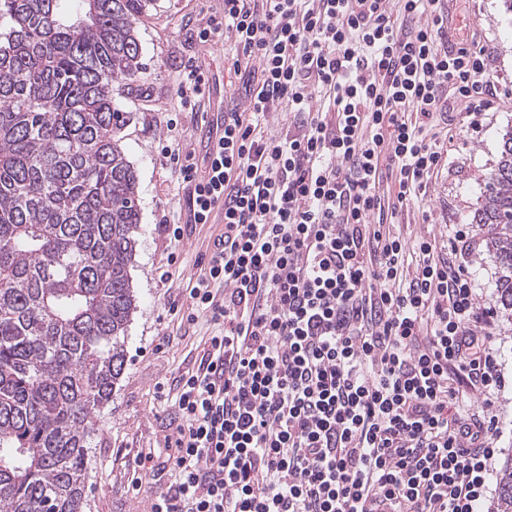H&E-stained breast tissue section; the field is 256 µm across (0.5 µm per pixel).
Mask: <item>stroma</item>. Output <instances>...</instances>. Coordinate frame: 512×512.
Segmentation results:
<instances>
[{"label":"stroma","instance_id":"stroma-1","mask_svg":"<svg viewBox=\"0 0 512 512\" xmlns=\"http://www.w3.org/2000/svg\"><path fill=\"white\" fill-rule=\"evenodd\" d=\"M221 0H155L138 23L146 70L138 78L142 92L130 98L131 114L122 145L139 171L142 231L131 279L137 308L127 328L125 362L111 400L94 415L92 446L87 451L84 512H146L156 487L170 483L169 474L143 473L138 454L164 456V423L171 408L157 393L158 384L195 368L203 355L208 324L188 322V289L204 271V254L220 224H188L183 237L171 242L159 225L162 214L188 212L191 192L168 152L203 158L209 135L207 112L229 105L227 90L235 76L224 67V44L199 43L194 30L200 19L220 17ZM452 26L457 38L484 52L498 93L479 117L466 103L454 105L453 121L443 146L448 167L432 180L423 201L404 206L399 231L408 239L439 234L446 225L471 223L482 204L487 174L498 160L499 139L512 126V12L504 0H452ZM193 64L207 74L210 92L197 106H181L180 76ZM178 124L168 130V113ZM470 270L480 304H497V268L483 235H476ZM494 347L507 384L496 406L495 445L512 447V319L500 317Z\"/></svg>","mask_w":512,"mask_h":512}]
</instances>
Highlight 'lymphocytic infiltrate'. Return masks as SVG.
I'll list each match as a JSON object with an SVG mask.
<instances>
[{"instance_id":"lymphocytic-infiltrate-1","label":"lymphocytic infiltrate","mask_w":512,"mask_h":512,"mask_svg":"<svg viewBox=\"0 0 512 512\" xmlns=\"http://www.w3.org/2000/svg\"><path fill=\"white\" fill-rule=\"evenodd\" d=\"M198 24L246 108L180 171L221 223L189 290L209 322L172 388L149 512H478L506 378L464 225L394 232L448 165L449 99L496 96L448 0H224ZM301 122L271 136L273 110Z\"/></svg>"}]
</instances>
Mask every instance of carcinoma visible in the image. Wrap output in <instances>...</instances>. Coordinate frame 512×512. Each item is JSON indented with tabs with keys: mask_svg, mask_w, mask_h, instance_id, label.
<instances>
[{
	"mask_svg": "<svg viewBox=\"0 0 512 512\" xmlns=\"http://www.w3.org/2000/svg\"><path fill=\"white\" fill-rule=\"evenodd\" d=\"M155 0H0V512H83L94 413L136 308L139 172L117 93ZM473 223L512 318V127ZM491 512H512V452Z\"/></svg>",
	"mask_w": 512,
	"mask_h": 512,
	"instance_id": "carcinoma-1",
	"label": "carcinoma"
}]
</instances>
